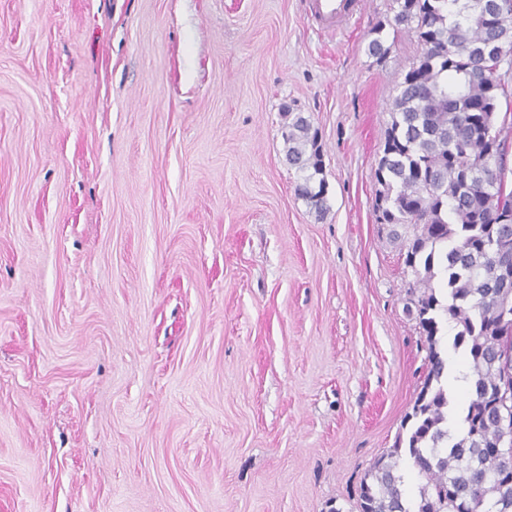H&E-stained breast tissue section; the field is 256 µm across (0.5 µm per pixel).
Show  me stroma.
Segmentation results:
<instances>
[{
  "mask_svg": "<svg viewBox=\"0 0 512 512\" xmlns=\"http://www.w3.org/2000/svg\"><path fill=\"white\" fill-rule=\"evenodd\" d=\"M365 2L0 0V512H357L427 356L373 212L419 47ZM305 15L318 29L339 31L362 11L363 0H304ZM287 119L282 137L287 147L288 164L299 174L300 182L296 192L307 206L316 213L326 209L327 187L323 171V153L317 130L312 129L310 120L299 112L282 110Z\"/></svg>",
  "mask_w": 512,
  "mask_h": 512,
  "instance_id": "stroma-1",
  "label": "stroma"
}]
</instances>
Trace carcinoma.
<instances>
[{
    "mask_svg": "<svg viewBox=\"0 0 512 512\" xmlns=\"http://www.w3.org/2000/svg\"><path fill=\"white\" fill-rule=\"evenodd\" d=\"M489 0H392L394 33L415 36L420 52L401 75L375 169L374 210L401 242L414 277L408 313L428 343L427 376L403 426L406 438L377 459L360 485L358 512H512V456L495 452L502 436L497 391L512 348V315L503 316L512 283L494 279L512 261V191L503 188L508 138L499 121L512 102V0L486 18ZM283 139L299 174L297 196L326 209L318 131L299 112ZM457 328L474 376L459 414L462 435L448 429V360L438 350L442 325ZM407 459L421 480L408 498L399 467Z\"/></svg>",
    "mask_w": 512,
    "mask_h": 512,
    "instance_id": "cac0c4a2",
    "label": "carcinoma"
}]
</instances>
